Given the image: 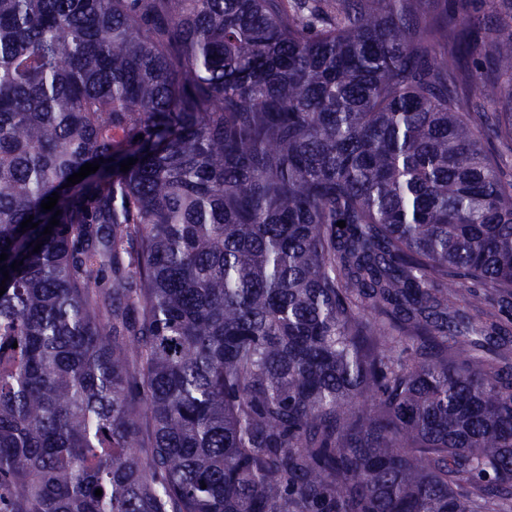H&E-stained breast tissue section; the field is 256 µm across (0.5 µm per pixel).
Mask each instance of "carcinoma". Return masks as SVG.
Masks as SVG:
<instances>
[{
	"mask_svg": "<svg viewBox=\"0 0 512 512\" xmlns=\"http://www.w3.org/2000/svg\"><path fill=\"white\" fill-rule=\"evenodd\" d=\"M482 4L0 0V512H512ZM475 286L474 288L478 292L482 293L486 302L481 311H473L472 315L476 320L485 321L488 318V314L494 315V320L497 322L500 328H502V335L506 333L507 336H512V303H506L502 301V298L492 288H483L479 285L470 284Z\"/></svg>",
	"mask_w": 512,
	"mask_h": 512,
	"instance_id": "1",
	"label": "carcinoma"
}]
</instances>
